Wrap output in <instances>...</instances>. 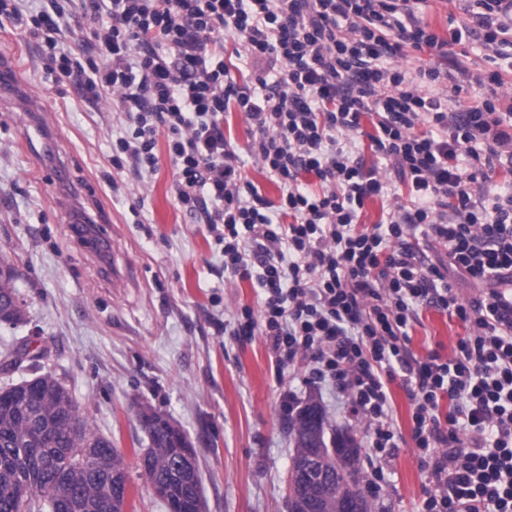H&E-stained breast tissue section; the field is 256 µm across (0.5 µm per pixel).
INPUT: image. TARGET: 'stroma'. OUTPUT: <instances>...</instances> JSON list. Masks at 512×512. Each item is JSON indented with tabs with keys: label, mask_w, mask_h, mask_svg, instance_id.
Segmentation results:
<instances>
[{
	"label": "stroma",
	"mask_w": 512,
	"mask_h": 512,
	"mask_svg": "<svg viewBox=\"0 0 512 512\" xmlns=\"http://www.w3.org/2000/svg\"><path fill=\"white\" fill-rule=\"evenodd\" d=\"M423 16L442 38L471 19L467 0H425ZM0 59L21 72L24 96L40 99L50 126V144L41 147L28 112L0 103V259L17 270L25 312L24 323L0 325V346L27 338L46 349V368L123 453L148 443L135 403L165 413L194 445L205 512H288L293 444L284 391L317 402L337 431L361 436V422L332 388L305 384L299 373L280 376L262 337L219 332L238 309L257 307L261 289L225 280L206 225L174 201L166 148L155 174L125 173L126 194L113 198L105 173L117 95L89 104L73 84L46 79L34 39L9 23L0 27ZM57 159L69 166L67 183L52 178ZM59 194L73 196L74 209L58 207ZM82 212L98 222L110 263L75 236ZM464 334L457 318L427 307L410 329L411 349L446 358ZM390 392L403 440L372 512H418L427 478L411 440L410 402L399 383Z\"/></svg>",
	"instance_id": "35a3bbf8"
}]
</instances>
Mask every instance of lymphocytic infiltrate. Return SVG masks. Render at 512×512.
<instances>
[{"label": "lymphocytic infiltrate", "instance_id": "obj_1", "mask_svg": "<svg viewBox=\"0 0 512 512\" xmlns=\"http://www.w3.org/2000/svg\"><path fill=\"white\" fill-rule=\"evenodd\" d=\"M24 2L0 0V22L35 39L55 81L87 102L120 94L113 197L124 172L157 171L165 142L174 200L222 245L225 279L262 290L232 335L263 337L278 373L336 389L364 423L373 493L400 440L397 381L428 477L420 512H512V103L501 71L465 63L476 38L512 61V0H473L475 26L446 40L424 23V0ZM76 28L87 38L74 52L64 38ZM229 40L253 82L226 65ZM410 49L437 61L411 70ZM233 110L249 126L243 148L224 134ZM245 153L277 199L246 175ZM375 198L386 210L362 223ZM423 239L445 243L447 263ZM452 274L482 294L462 301ZM425 307L463 323L453 357L411 350Z\"/></svg>", "mask_w": 512, "mask_h": 512}]
</instances>
